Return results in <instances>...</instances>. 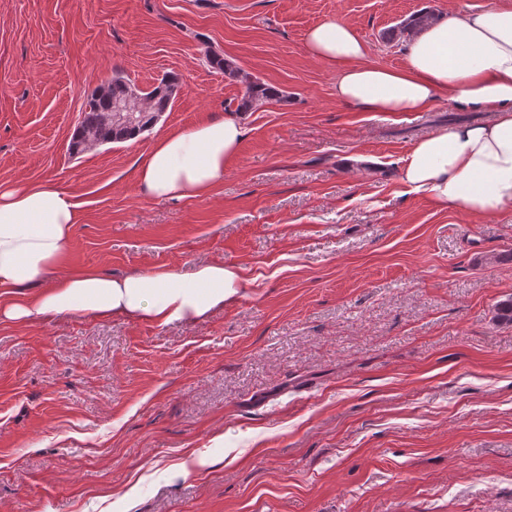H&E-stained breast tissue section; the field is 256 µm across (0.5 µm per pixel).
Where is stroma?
Segmentation results:
<instances>
[{"instance_id":"35a3bbf8","label":"stroma","mask_w":512,"mask_h":512,"mask_svg":"<svg viewBox=\"0 0 512 512\" xmlns=\"http://www.w3.org/2000/svg\"><path fill=\"white\" fill-rule=\"evenodd\" d=\"M512 0H0V184L81 205L60 269L241 268L239 297L159 327L0 322V512H512V209L474 217L406 192L412 143L490 111L339 101L304 35L335 18L397 68L390 29ZM231 58L284 97L239 111ZM121 73L181 90L139 137L74 155ZM246 129L203 199L137 184L159 137Z\"/></svg>"}]
</instances>
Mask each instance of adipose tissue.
Returning <instances> with one entry per match:
<instances>
[{"instance_id": "adipose-tissue-1", "label": "adipose tissue", "mask_w": 512, "mask_h": 512, "mask_svg": "<svg viewBox=\"0 0 512 512\" xmlns=\"http://www.w3.org/2000/svg\"><path fill=\"white\" fill-rule=\"evenodd\" d=\"M310 55L336 71V96L365 112H424L450 93L456 109H494L484 125H459L417 140L401 183L437 205L485 217L512 207V6L497 5L429 22L405 50L401 67L368 62V45L346 23L311 27ZM245 137L231 117L211 119L155 142L138 166L142 193L155 200L202 198L224 179ZM79 203L44 185L0 187V321L61 314L134 317L158 326L191 322L235 300L238 267L203 263L190 274L159 268L122 276L88 269L58 272Z\"/></svg>"}]
</instances>
